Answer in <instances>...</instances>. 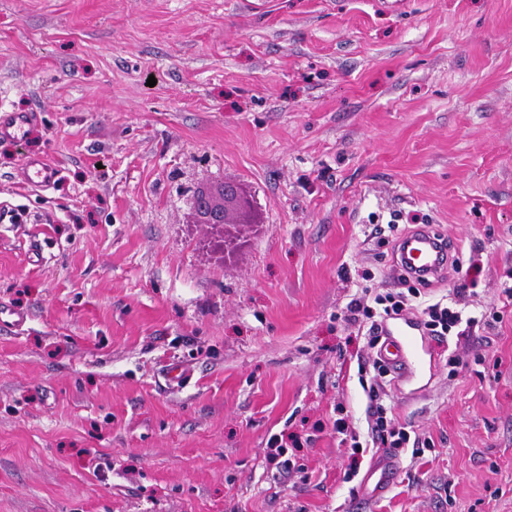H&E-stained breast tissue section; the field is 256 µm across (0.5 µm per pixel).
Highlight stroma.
Wrapping results in <instances>:
<instances>
[{
    "label": "stroma",
    "mask_w": 512,
    "mask_h": 512,
    "mask_svg": "<svg viewBox=\"0 0 512 512\" xmlns=\"http://www.w3.org/2000/svg\"><path fill=\"white\" fill-rule=\"evenodd\" d=\"M0 106V512H512V0H0ZM226 182L259 223H195ZM426 225L468 326L387 320L377 387L346 307ZM371 386L410 442L361 504ZM0 112V136L23 140L31 117L21 112ZM59 170L40 157H29L23 167L25 181L34 187H48L54 183ZM383 336L388 337L385 338L377 351L378 358L398 377L411 373L415 361V357L411 356L412 340L409 338L411 335L387 333Z\"/></svg>",
    "instance_id": "1"
}]
</instances>
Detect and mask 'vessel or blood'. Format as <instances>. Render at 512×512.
I'll return each instance as SVG.
<instances>
[{
    "label": "vessel or blood",
    "instance_id": "b4317fda",
    "mask_svg": "<svg viewBox=\"0 0 512 512\" xmlns=\"http://www.w3.org/2000/svg\"><path fill=\"white\" fill-rule=\"evenodd\" d=\"M30 124L29 115L20 112L0 113V136L15 140L24 139ZM57 168L39 157L28 158L23 167L25 181L35 187H47L54 183ZM452 246L446 238L432 227L425 226L408 234L400 243L395 267L404 277L421 283L443 277L451 261ZM412 341L408 334L390 336L377 351V356L396 375L412 372L414 359L411 355ZM396 463L388 452H381L379 463L369 473L370 484L366 496H377L393 483Z\"/></svg>",
    "mask_w": 512,
    "mask_h": 512
}]
</instances>
